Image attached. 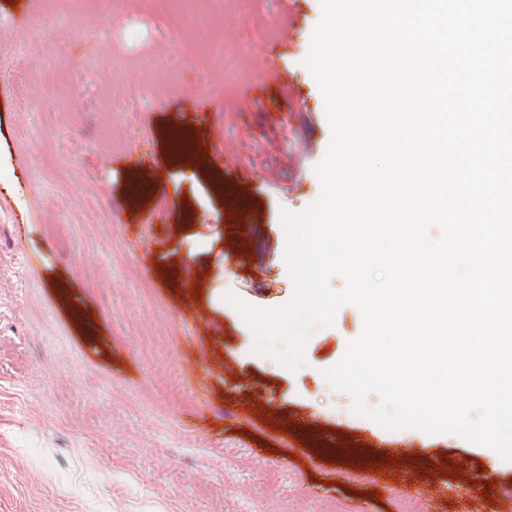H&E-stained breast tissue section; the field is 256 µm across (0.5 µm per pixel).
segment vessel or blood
Returning <instances> with one entry per match:
<instances>
[{
    "label": "vessel or blood",
    "instance_id": "vessel-or-blood-1",
    "mask_svg": "<svg viewBox=\"0 0 512 512\" xmlns=\"http://www.w3.org/2000/svg\"><path fill=\"white\" fill-rule=\"evenodd\" d=\"M294 34L292 26L281 25L279 36L265 46L262 64L273 78L277 79L281 76L279 60L283 49L287 47ZM191 346L195 351V366L184 372L183 380L188 385L195 387L201 383L197 371L208 367L212 361V351L210 341L205 336L195 337ZM279 419L285 422L286 430L291 433L294 440L300 441V452L305 457L313 459L335 456L344 463H358L364 466L377 462L380 463L381 470L377 473H369L370 482L380 486L386 481L392 480L396 471L392 458L377 452L373 442L369 441L363 445L353 442L350 432L326 427L317 418L308 414L285 409L281 411ZM464 463L466 465L463 472L464 479L456 484L457 499L483 504L484 498L480 496L479 488L485 485L490 487L494 497L512 503V492L500 486H492L491 474L481 472L477 458H465ZM402 494L408 498L427 502L435 512H442L446 499L443 484L432 478L428 480L413 478L412 482L404 484Z\"/></svg>",
    "mask_w": 512,
    "mask_h": 512
}]
</instances>
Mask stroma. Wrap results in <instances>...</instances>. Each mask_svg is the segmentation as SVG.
I'll return each mask as SVG.
<instances>
[{
  "instance_id": "obj_1",
  "label": "stroma",
  "mask_w": 512,
  "mask_h": 512,
  "mask_svg": "<svg viewBox=\"0 0 512 512\" xmlns=\"http://www.w3.org/2000/svg\"><path fill=\"white\" fill-rule=\"evenodd\" d=\"M0 512H397L361 474L289 458L241 399L317 415L394 450L487 456L456 434L388 431L355 416L321 371L363 326L342 305L314 327L289 372L251 352L223 300L276 307L292 296L280 208L320 194L330 130L303 60L320 0H0ZM296 34L268 78L262 52L281 21ZM28 81L17 89L13 75ZM256 98L239 110L238 97ZM189 124L192 147L171 144ZM140 149L138 165L102 167ZM262 177L243 189L216 149ZM251 223L250 254L226 251L227 223ZM22 246H15V238ZM198 275L184 302L176 277ZM188 316L217 340L208 395L183 380ZM269 452L274 463L258 466Z\"/></svg>"
}]
</instances>
